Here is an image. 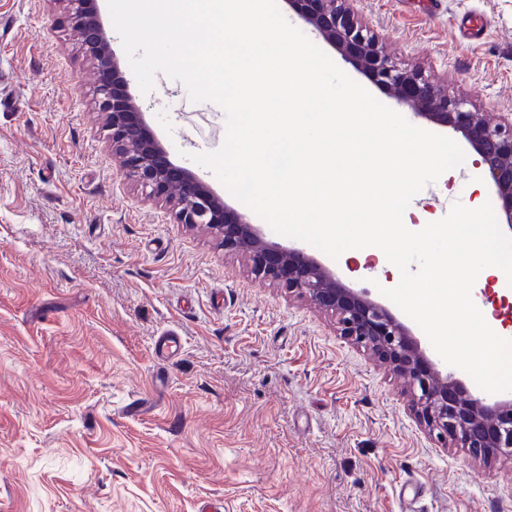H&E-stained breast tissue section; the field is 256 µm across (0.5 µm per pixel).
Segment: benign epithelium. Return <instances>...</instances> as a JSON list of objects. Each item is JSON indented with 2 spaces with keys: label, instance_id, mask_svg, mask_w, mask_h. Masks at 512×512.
<instances>
[{
  "label": "benign epithelium",
  "instance_id": "obj_1",
  "mask_svg": "<svg viewBox=\"0 0 512 512\" xmlns=\"http://www.w3.org/2000/svg\"><path fill=\"white\" fill-rule=\"evenodd\" d=\"M76 19L81 41L96 60V100L112 135V151L151 198L175 209L179 224H206L224 247L245 254L256 278L331 311L341 335L369 350L405 383L412 411L429 434L451 440L476 459H512V398L493 402L442 375L410 328L362 289L340 285L330 268L300 248L264 239L248 216L229 207L192 171L171 162L118 80L119 61L100 24L94 0H61ZM290 7L342 56L427 121L448 127L469 144L500 202V219L512 231V116L477 112L450 97L420 71L401 68L378 37L355 17L353 0H287Z\"/></svg>",
  "mask_w": 512,
  "mask_h": 512
}]
</instances>
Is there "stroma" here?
I'll return each mask as SVG.
<instances>
[{
  "instance_id": "obj_1",
  "label": "stroma",
  "mask_w": 512,
  "mask_h": 512,
  "mask_svg": "<svg viewBox=\"0 0 512 512\" xmlns=\"http://www.w3.org/2000/svg\"><path fill=\"white\" fill-rule=\"evenodd\" d=\"M97 8L170 159L249 213L194 160L222 146L223 110L162 73L142 93L106 0ZM354 8L401 67L477 111L512 113V0ZM96 80L60 0H0V512H200L206 500L223 512H512V460L430 436L403 380L331 312L255 280L242 253L129 178ZM475 160L466 152L413 197L412 224L494 201ZM330 265L374 298L399 276L354 249Z\"/></svg>"
}]
</instances>
